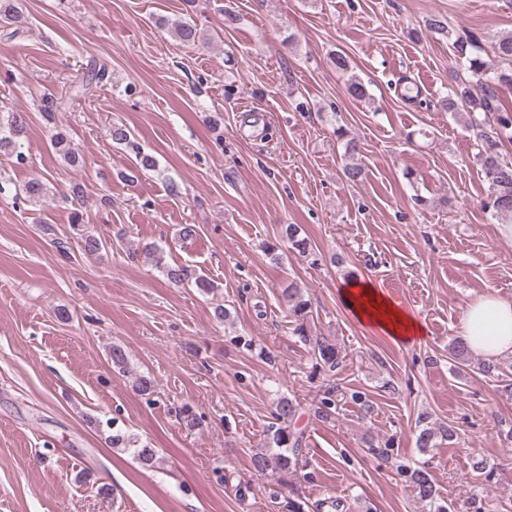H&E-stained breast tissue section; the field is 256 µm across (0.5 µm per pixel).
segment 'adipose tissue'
<instances>
[{
  "label": "adipose tissue",
  "mask_w": 512,
  "mask_h": 512,
  "mask_svg": "<svg viewBox=\"0 0 512 512\" xmlns=\"http://www.w3.org/2000/svg\"><path fill=\"white\" fill-rule=\"evenodd\" d=\"M343 306L363 326L394 341L413 344L426 334L416 314L381 282L358 277L338 289ZM460 336L468 349L486 358L512 355V300L487 291L464 308Z\"/></svg>",
  "instance_id": "1"
}]
</instances>
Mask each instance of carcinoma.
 <instances>
[{
	"label": "carcinoma",
	"instance_id": "obj_1",
	"mask_svg": "<svg viewBox=\"0 0 512 512\" xmlns=\"http://www.w3.org/2000/svg\"><path fill=\"white\" fill-rule=\"evenodd\" d=\"M174 38L184 46H192L203 40V32L198 24L185 21L178 24L173 33ZM454 60L468 73L452 86L441 105L449 112L464 108L468 116V127L476 132L478 139V159L485 182L488 184L490 202L487 207L492 216L501 223H512V161L502 154L505 144L512 143V106L503 103L497 93L499 88L512 89V34L499 37L494 43V54L503 66L494 68L480 54L481 47L469 35H460L453 42ZM108 79V68L96 61L90 63L83 75V91H89L102 85ZM25 118L21 113L12 115L7 123V134L0 136V149L7 148L14 154L18 163L25 161L21 151L19 137L23 134ZM112 141L128 147L135 155V166L149 170L156 166L155 159L143 152L131 138V132L123 125L114 124L110 131ZM336 139L344 141V156L350 159L345 164L344 175L347 180L357 182L364 176V168L353 162L358 153V145L354 139H345L343 129L336 128ZM55 148L61 152L65 160L76 166L80 163V155L67 136L58 132L53 136ZM289 245L305 256L312 257V264H317L318 254L310 239L301 235L297 224H289L285 228ZM162 272L166 279L174 285H183L189 281L203 290L211 289L209 281L202 275L186 266H165ZM282 300L288 306L294 318V335L310 345L312 356L311 377L321 376L328 384L319 389L315 398L314 414L323 421L336 418L342 402L350 399L359 401L362 395L358 392H347L336 385L329 384L336 375L343 355L336 342L320 336L312 338L308 319L312 316L311 304L304 298L302 289L291 286L282 292ZM298 413V404L288 398L278 399L272 414L273 422L267 435L268 442L253 456V464L259 475L275 479L284 486H291L306 467L304 453L305 431L294 424ZM451 439L454 431L441 426L429 427L419 435L418 447L432 448L437 437ZM108 442L114 448H134L136 457L145 465L155 460V451L147 445H138L133 437L122 429L112 427V435ZM409 481L420 500L428 503L430 512H452L453 505L438 496L434 481L427 467L421 466L410 470Z\"/></svg>",
	"mask_w": 512,
	"mask_h": 512
}]
</instances>
